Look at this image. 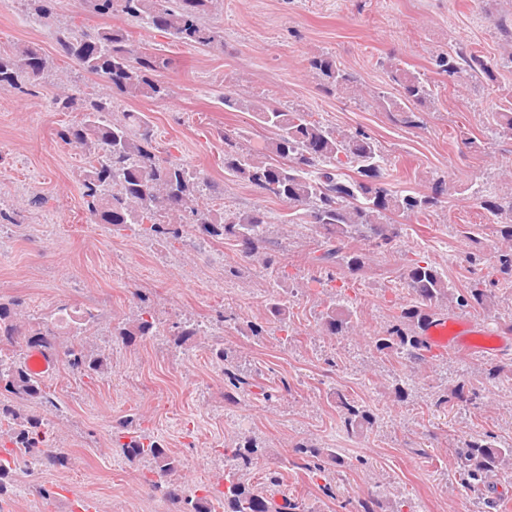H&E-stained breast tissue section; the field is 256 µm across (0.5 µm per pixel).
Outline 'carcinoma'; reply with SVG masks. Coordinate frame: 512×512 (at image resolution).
I'll return each mask as SVG.
<instances>
[{
  "mask_svg": "<svg viewBox=\"0 0 512 512\" xmlns=\"http://www.w3.org/2000/svg\"><path fill=\"white\" fill-rule=\"evenodd\" d=\"M89 9L99 14L120 12L136 21L171 36L186 45L212 49L224 47L223 32L203 24V18L218 0H86ZM60 52L77 62L86 72L97 76L112 91L129 99L164 100L169 87L160 80L171 66V59L152 52L132 39L122 28H102L77 34L71 30L57 32ZM314 75L322 81L328 94L358 91L357 80L337 64L336 58L322 54L310 61ZM436 72L450 78L486 77L494 79L492 60L476 51L461 49L442 52L434 59ZM392 81L400 88L395 98L380 97L386 112L409 113L431 104L435 91L431 84L401 67L388 64ZM47 58L41 49L27 45L15 52H0V89H16L43 77ZM59 112H79L81 120L56 132L64 144L81 149L87 156L82 175V197L88 213L100 224L115 229L137 225L148 235L166 243L183 238V228L195 224L202 234L235 242L248 258L256 257L268 267L274 260L267 252L264 212L224 210V222L215 224L201 199L198 173L184 164L156 154L149 119L135 112L115 115L111 95H89L79 89H65L53 99ZM224 108L247 110L264 125L276 130L270 144L275 158L261 160L244 151L237 137L226 133L224 171L266 191L291 209L290 224H309L320 236L319 254L311 257L327 268L339 267L351 274L362 271L368 260L366 248L380 253L397 249L400 232L393 215L427 217L446 191L443 184L430 194H402L381 181L383 157L372 138L361 130L343 133L316 120L299 109L285 111L275 106L257 105L236 92L224 94ZM496 133L512 138V93L503 95L493 115ZM480 207L486 211L495 232L505 243L496 255V269L504 283H512V193L507 203L502 197L474 191ZM359 239L364 247L353 248ZM403 279L412 302L394 318L386 334L377 337L375 347L385 355L405 358L413 363L427 361L429 350L422 328L438 304L450 301L460 308L485 306L487 289L476 281L463 293H454L443 272L425 260H410L404 265ZM287 305L276 290L270 292L268 313L283 322ZM348 320L340 317L335 306L328 307L321 319L326 336L347 332ZM156 335L153 319L140 318L118 328L125 344H134ZM24 347L42 353L58 351L59 343L49 328H25L20 324L12 304L0 302V347ZM68 368L82 376L102 374L108 358L100 353L72 345L63 351ZM212 357L223 364L225 395L231 399L256 386L253 378L241 372L221 346L212 349ZM41 405L49 401L42 379L33 375L22 362L0 363V421L7 422L6 434L12 448L8 458L0 457V496L7 491L12 466L32 459L64 466L68 457L52 451L46 443L47 419L35 413H22L17 402ZM340 420L348 433H355L371 421L368 409L353 399L344 398L338 405ZM114 441L129 459L150 457L156 473L168 477L176 461L164 445L140 434L127 419L120 424ZM235 462L234 470L224 474V512H296L298 502L275 489L283 484V475L272 471L268 488L245 482L244 476L263 456V448L246 439L224 449ZM295 467L308 472L325 469L324 449L306 444L295 446ZM465 463L464 486L476 492L486 484L489 474L512 463V447L500 448L476 437L458 449ZM169 497L180 504L178 512H214L211 500L194 493L184 494L176 488Z\"/></svg>",
  "mask_w": 512,
  "mask_h": 512,
  "instance_id": "carcinoma-1",
  "label": "carcinoma"
}]
</instances>
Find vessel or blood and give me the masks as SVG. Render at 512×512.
<instances>
[{"mask_svg": "<svg viewBox=\"0 0 512 512\" xmlns=\"http://www.w3.org/2000/svg\"><path fill=\"white\" fill-rule=\"evenodd\" d=\"M424 338L432 351H472L495 355L512 351V338L491 331L484 324L460 316L441 314L428 320Z\"/></svg>", "mask_w": 512, "mask_h": 512, "instance_id": "b4317fda", "label": "vessel or blood"}]
</instances>
